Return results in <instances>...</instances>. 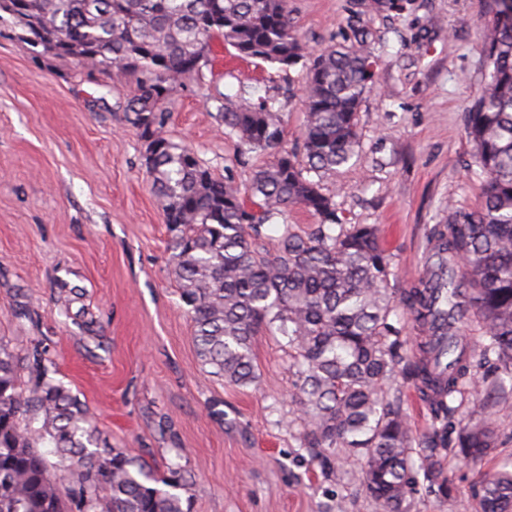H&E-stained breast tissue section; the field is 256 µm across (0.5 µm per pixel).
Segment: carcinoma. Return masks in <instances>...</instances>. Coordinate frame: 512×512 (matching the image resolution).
Wrapping results in <instances>:
<instances>
[{
	"label": "carcinoma",
	"mask_w": 512,
	"mask_h": 512,
	"mask_svg": "<svg viewBox=\"0 0 512 512\" xmlns=\"http://www.w3.org/2000/svg\"><path fill=\"white\" fill-rule=\"evenodd\" d=\"M43 29L69 41L54 55L106 74L114 87L136 85L126 111L145 142L202 364L248 386L255 336L279 333L294 352L300 449L311 462L329 472L338 449L361 454L378 512H408L419 484L450 499L448 449L478 465L498 446L497 385L478 389L472 350L512 378V3L493 0L483 29L487 81L466 112L483 202L471 212L448 208V223L430 234L424 273L400 289L378 225L339 223L334 197L322 190L359 146L357 112L374 79L367 29L312 55L288 0H13L12 14L0 10V37L31 46ZM216 35L242 57L305 73L302 162L282 147L275 100L216 99L224 135L241 154H276L252 173L245 196L164 135L165 104L202 72ZM294 207L315 218L310 232L288 223ZM268 226L277 232L270 249L262 245ZM399 306L418 330L412 344L393 319ZM471 324L473 341L462 334ZM49 362L39 341L21 355L0 339V512H190L180 470L158 477L108 447L85 404L49 375ZM26 371L34 374L28 388ZM395 377L430 411L432 428L418 441L389 390ZM481 487L479 512H512V460L482 473Z\"/></svg>",
	"instance_id": "carcinoma-1"
}]
</instances>
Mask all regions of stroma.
Here are the masks:
<instances>
[{
	"label": "stroma",
	"instance_id": "35a3bbf8",
	"mask_svg": "<svg viewBox=\"0 0 512 512\" xmlns=\"http://www.w3.org/2000/svg\"><path fill=\"white\" fill-rule=\"evenodd\" d=\"M490 2L402 0L401 9L375 14L364 0H288L308 52L351 37L352 18L376 39L359 152L323 188L341 223L379 225L401 288L425 266L433 225L447 223L449 208L482 200L465 113L485 81ZM105 82L72 59L0 38V336L21 351L42 340L56 379L85 402L113 447L155 474L182 470L191 512H323L336 501L345 512H376L361 456L337 452L330 474L300 451L283 336H256L254 384H229L201 365L169 273L170 234L144 143L124 110L134 87L109 92ZM240 90L254 104L276 99L284 145L299 151L298 70L241 58L219 36L201 74L173 94L165 134L215 177L242 185L272 157L241 156L224 135L212 98ZM73 288L90 328L64 314ZM25 307L31 320L18 316ZM447 466L452 498L421 492L410 512H478L480 469L454 456Z\"/></svg>",
	"mask_w": 512,
	"mask_h": 512
}]
</instances>
